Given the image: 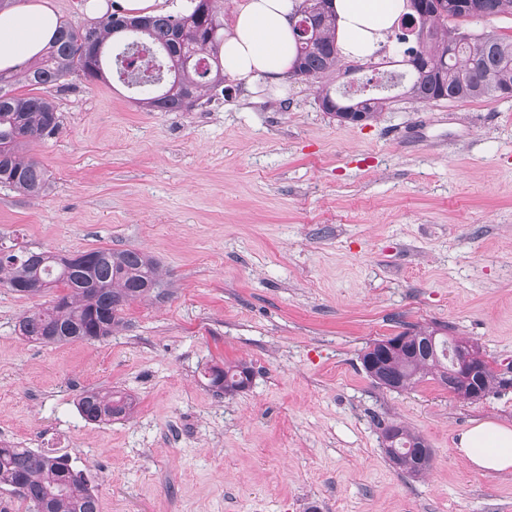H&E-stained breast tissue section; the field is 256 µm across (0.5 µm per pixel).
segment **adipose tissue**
I'll list each match as a JSON object with an SVG mask.
<instances>
[{
    "mask_svg": "<svg viewBox=\"0 0 512 512\" xmlns=\"http://www.w3.org/2000/svg\"><path fill=\"white\" fill-rule=\"evenodd\" d=\"M293 0H244L224 29V70L247 85L263 83L283 91L296 53L289 21ZM336 47L345 60L377 52L405 11L404 0H333ZM93 17L117 9L131 17L174 10L173 0H85ZM59 26L52 0H26L0 11V70L18 69L43 56ZM458 456L483 473L512 470V427L490 420L476 422L458 435Z\"/></svg>",
    "mask_w": 512,
    "mask_h": 512,
    "instance_id": "ef3b65f1",
    "label": "adipose tissue"
}]
</instances>
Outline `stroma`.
Wrapping results in <instances>:
<instances>
[{
  "label": "stroma",
  "mask_w": 512,
  "mask_h": 512,
  "mask_svg": "<svg viewBox=\"0 0 512 512\" xmlns=\"http://www.w3.org/2000/svg\"><path fill=\"white\" fill-rule=\"evenodd\" d=\"M224 85L189 112L145 111L113 76L48 89L61 128L24 154L50 187L0 184V241L136 248L164 287L108 338L45 345L16 324L51 293L0 286V439L68 455L101 512H512V472L454 448L474 420L512 425V387L392 392L360 362L442 325L512 369V98H399L355 125L310 80ZM238 360L250 386L216 395L204 369ZM91 388L132 394L134 416L86 423ZM391 421L427 439L429 474L391 465Z\"/></svg>",
  "instance_id": "1"
}]
</instances>
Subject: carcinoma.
<instances>
[{
  "mask_svg": "<svg viewBox=\"0 0 512 512\" xmlns=\"http://www.w3.org/2000/svg\"><path fill=\"white\" fill-rule=\"evenodd\" d=\"M191 12L178 16L127 18L119 12L106 14L94 24L77 28L59 25L58 36L37 62L5 75L0 73V184L38 198L48 188V174L39 162L22 155L28 142L53 137L61 116L53 100L15 93V85L36 89L55 86L69 77L88 83L106 79L110 71L136 89L137 103L149 112H187L204 90L224 87L221 44L224 35L219 0H193ZM328 0H301L294 15L315 23L309 38L293 31L296 57L291 76L323 79L337 74L343 63L336 54V15L326 8ZM408 12L400 21L404 32L399 44L413 45L396 55L402 70L393 71L381 84L397 88L395 96L335 99L331 88L320 86L323 111L340 122L369 121L394 98L417 104L490 97H512V38L462 26L469 18L512 16V0H406ZM93 266L66 270L57 253L13 250L0 244V285L21 295H32V282L46 283V290L63 288L46 307L29 310L18 330L30 342L61 343L106 339L123 326V306L149 296L162 285L159 262L138 249L93 250ZM403 335L418 341L435 337L432 354L413 356L403 352L383 363L377 385L403 391L433 380L457 396L471 399L470 386L448 385V351L455 341L437 326L410 327ZM211 387L224 395L247 389L253 369L245 361L208 368ZM487 392L502 387L491 367L478 376ZM136 398L114 389H90L77 402L82 418L100 423L128 418ZM394 447L385 454L395 468L411 478L425 475L433 462L426 439L393 421ZM24 487L19 494L16 486ZM0 489L17 496L27 512H99V499L84 469L69 457L36 453L13 444L0 445Z\"/></svg>",
  "mask_w": 512,
  "mask_h": 512,
  "instance_id": "carcinoma-1",
  "label": "carcinoma"
}]
</instances>
